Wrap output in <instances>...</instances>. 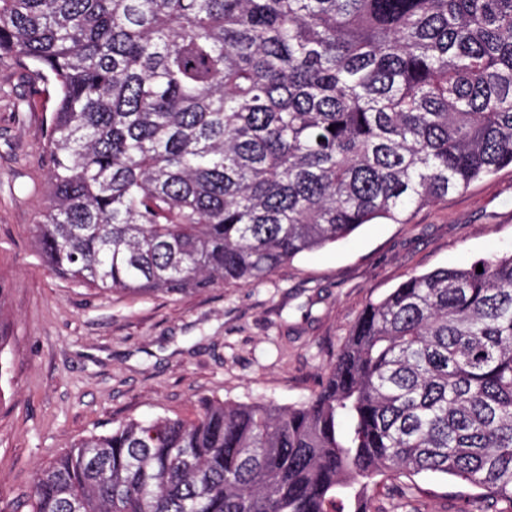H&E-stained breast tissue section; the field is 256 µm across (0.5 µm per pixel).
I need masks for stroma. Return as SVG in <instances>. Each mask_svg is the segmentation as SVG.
I'll use <instances>...</instances> for the list:
<instances>
[{"label":"stroma","mask_w":512,"mask_h":512,"mask_svg":"<svg viewBox=\"0 0 512 512\" xmlns=\"http://www.w3.org/2000/svg\"><path fill=\"white\" fill-rule=\"evenodd\" d=\"M52 85L0 58V512H28L35 470L74 441L128 419H195L202 399L308 401L367 302L414 274L512 251V166L404 224L362 225L263 281L181 296L78 288L35 246L46 205ZM463 482L385 480L373 512H469Z\"/></svg>","instance_id":"stroma-1"}]
</instances>
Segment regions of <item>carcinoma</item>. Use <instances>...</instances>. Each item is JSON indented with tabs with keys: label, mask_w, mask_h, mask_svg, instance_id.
I'll use <instances>...</instances> for the list:
<instances>
[{
	"label": "carcinoma",
	"mask_w": 512,
	"mask_h": 512,
	"mask_svg": "<svg viewBox=\"0 0 512 512\" xmlns=\"http://www.w3.org/2000/svg\"><path fill=\"white\" fill-rule=\"evenodd\" d=\"M0 53L57 90L36 245L80 288L250 285L512 165V0H0ZM397 473L512 512V253L368 302L299 406L71 444L30 512H371Z\"/></svg>",
	"instance_id": "obj_1"
}]
</instances>
